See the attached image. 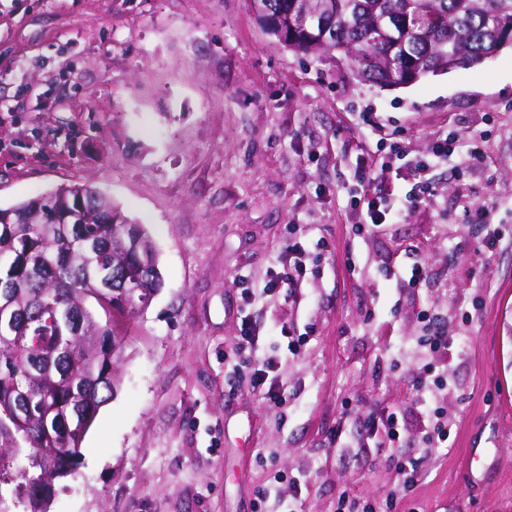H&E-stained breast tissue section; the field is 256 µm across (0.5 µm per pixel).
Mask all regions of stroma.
Segmentation results:
<instances>
[{
    "mask_svg": "<svg viewBox=\"0 0 512 512\" xmlns=\"http://www.w3.org/2000/svg\"><path fill=\"white\" fill-rule=\"evenodd\" d=\"M0 101V207L91 183L151 234L162 279L134 314L96 313L123 341L118 386L49 512H336L345 491L377 512H512V47L380 88L283 46L250 0H0ZM446 130L484 163L437 164L402 222L356 232L360 157L384 162L382 193L412 194L402 159ZM470 204L508 231L496 251ZM294 235L328 249L288 303L263 287ZM420 256L423 287L389 277ZM425 311L447 358L419 344ZM247 317L265 354L306 336L281 363V407L249 384ZM427 363L448 378L446 448L423 439ZM391 409L405 438L376 447L361 421Z\"/></svg>",
    "mask_w": 512,
    "mask_h": 512,
    "instance_id": "obj_1",
    "label": "stroma"
}]
</instances>
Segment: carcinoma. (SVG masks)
I'll use <instances>...</instances> for the list:
<instances>
[{"label": "carcinoma", "instance_id": "obj_1", "mask_svg": "<svg viewBox=\"0 0 512 512\" xmlns=\"http://www.w3.org/2000/svg\"><path fill=\"white\" fill-rule=\"evenodd\" d=\"M265 2L267 32L289 49L337 53L381 87L470 68L512 45V0ZM151 250L148 232L89 184L0 207V485L14 484L28 512H47L114 392L117 342L89 303L147 304L161 276L136 258ZM26 451L31 471L12 473Z\"/></svg>", "mask_w": 512, "mask_h": 512}]
</instances>
